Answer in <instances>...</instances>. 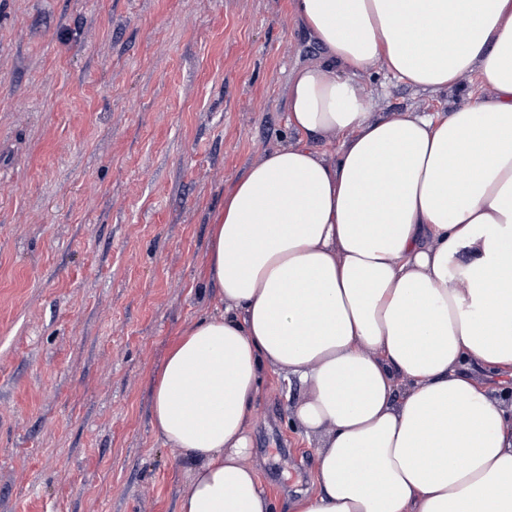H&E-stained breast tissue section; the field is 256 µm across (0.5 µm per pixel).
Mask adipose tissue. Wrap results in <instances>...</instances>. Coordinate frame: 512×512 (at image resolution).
I'll use <instances>...</instances> for the list:
<instances>
[{
  "mask_svg": "<svg viewBox=\"0 0 512 512\" xmlns=\"http://www.w3.org/2000/svg\"><path fill=\"white\" fill-rule=\"evenodd\" d=\"M320 49L287 93L292 141L224 198L220 313L155 379L188 459L178 512H271L251 462L265 370L297 380L316 485L287 512H512V0H293ZM442 94L374 112L376 72ZM338 142L331 157L318 150ZM360 81L371 93L374 112L383 114L407 109L414 112H445L451 105L462 103L470 96L489 93L488 87L482 85L476 76L462 78L459 87L450 95L422 92L391 80L383 73L364 76Z\"/></svg>",
  "mask_w": 512,
  "mask_h": 512,
  "instance_id": "adipose-tissue-1",
  "label": "adipose tissue"
}]
</instances>
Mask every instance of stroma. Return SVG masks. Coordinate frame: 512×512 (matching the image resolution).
Listing matches in <instances>:
<instances>
[{
    "instance_id": "35a3bbf8",
    "label": "stroma",
    "mask_w": 512,
    "mask_h": 512,
    "mask_svg": "<svg viewBox=\"0 0 512 512\" xmlns=\"http://www.w3.org/2000/svg\"><path fill=\"white\" fill-rule=\"evenodd\" d=\"M293 0H0V512H178L184 464L152 386L212 313V224L287 142L292 71L317 56ZM373 109L449 95L364 76ZM266 370L252 460L283 512L316 445Z\"/></svg>"
}]
</instances>
